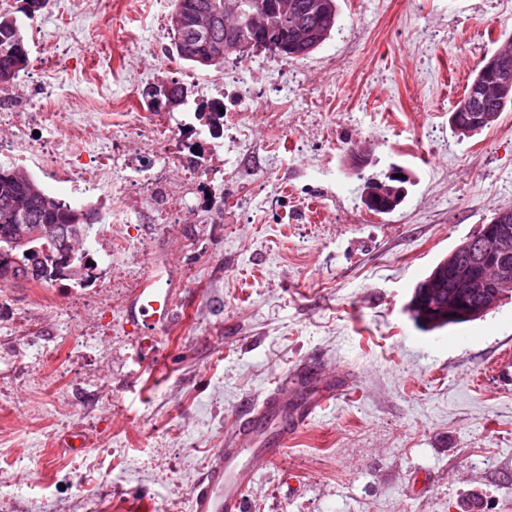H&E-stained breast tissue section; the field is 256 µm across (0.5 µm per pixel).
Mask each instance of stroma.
I'll return each mask as SVG.
<instances>
[{"label": "stroma", "mask_w": 512, "mask_h": 512, "mask_svg": "<svg viewBox=\"0 0 512 512\" xmlns=\"http://www.w3.org/2000/svg\"><path fill=\"white\" fill-rule=\"evenodd\" d=\"M337 5L331 37L307 57L196 69L177 56L172 0H50L25 25L29 66L0 110L98 112L122 141L151 115L132 105L142 90L181 82L186 104L159 118L190 133L172 148L197 177L140 154L144 172L181 185L162 199L177 223L130 198L129 244L96 260L93 285L67 297L0 287L36 319L24 347L0 321V512H190L226 426L279 375L314 364L339 372L336 396L261 470L245 512H512V392L484 381L512 349V300L434 331L406 310L440 259L512 207V105L470 137L450 123L478 65L512 36V0ZM53 57L80 79L48 74ZM228 87L265 112L242 146L197 117ZM364 140L371 162L357 169L347 147ZM395 166L410 176L403 202L368 210L365 184ZM152 277L172 318L148 369L127 319ZM63 338L75 351L62 365L49 353ZM80 429L84 451L58 447ZM103 449L111 466L94 463Z\"/></svg>", "instance_id": "1"}]
</instances>
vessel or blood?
Returning <instances> with one entry per match:
<instances>
[{"label": "vessel or blood", "mask_w": 512, "mask_h": 512, "mask_svg": "<svg viewBox=\"0 0 512 512\" xmlns=\"http://www.w3.org/2000/svg\"><path fill=\"white\" fill-rule=\"evenodd\" d=\"M134 296L137 310L128 323L138 333L142 358L149 365L154 360V330L167 323L170 306L146 283ZM490 375L499 388L512 385L511 350L499 354ZM335 393L336 386L330 383L309 391L300 402L287 376H280L261 406L238 418L225 433L223 448L217 449L213 464L191 497V512H244L245 494L254 486L259 471L282 457L297 428Z\"/></svg>", "instance_id": "b4317fda"}]
</instances>
